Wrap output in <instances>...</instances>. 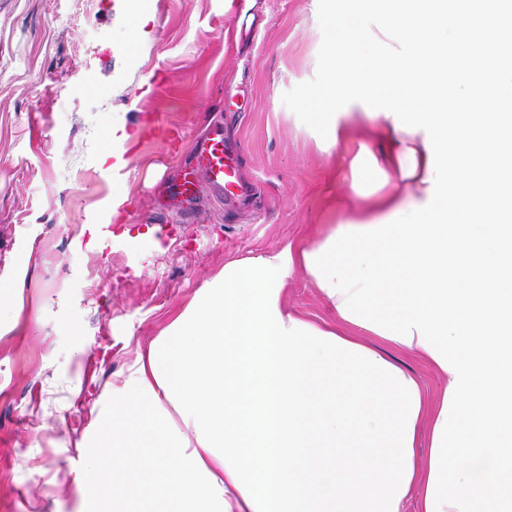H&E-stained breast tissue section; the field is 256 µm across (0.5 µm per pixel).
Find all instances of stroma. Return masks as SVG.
Returning a JSON list of instances; mask_svg holds the SVG:
<instances>
[{"label":"stroma","mask_w":512,"mask_h":512,"mask_svg":"<svg viewBox=\"0 0 512 512\" xmlns=\"http://www.w3.org/2000/svg\"><path fill=\"white\" fill-rule=\"evenodd\" d=\"M0 0V512H85L100 411L232 259L321 234L361 206L305 99L330 46L324 0ZM154 19L129 42L133 10ZM162 124L117 157L113 124ZM220 120L255 198L182 210L163 182ZM130 199L109 223L112 196ZM289 312L328 319L303 273Z\"/></svg>","instance_id":"1"}]
</instances>
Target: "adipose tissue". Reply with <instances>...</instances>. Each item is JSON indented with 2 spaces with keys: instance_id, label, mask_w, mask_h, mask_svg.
I'll return each instance as SVG.
<instances>
[{
  "instance_id": "ef3b65f1",
  "label": "adipose tissue",
  "mask_w": 512,
  "mask_h": 512,
  "mask_svg": "<svg viewBox=\"0 0 512 512\" xmlns=\"http://www.w3.org/2000/svg\"><path fill=\"white\" fill-rule=\"evenodd\" d=\"M349 2L307 107L331 146L356 117L373 128L379 149L360 144L342 174L375 180L367 204L305 246L226 262L127 368L99 415L112 462L85 475L87 512H512V232L497 222L512 67L486 49L512 53V11L389 0L367 30L368 0ZM447 39L468 47L453 75L430 49ZM472 96L475 119L456 110ZM298 272L335 325L286 312ZM388 347L447 376L434 406Z\"/></svg>"
}]
</instances>
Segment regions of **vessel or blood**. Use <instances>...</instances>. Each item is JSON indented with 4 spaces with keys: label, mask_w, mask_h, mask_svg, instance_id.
I'll return each instance as SVG.
<instances>
[{
    "label": "vessel or blood",
    "mask_w": 512,
    "mask_h": 512,
    "mask_svg": "<svg viewBox=\"0 0 512 512\" xmlns=\"http://www.w3.org/2000/svg\"><path fill=\"white\" fill-rule=\"evenodd\" d=\"M238 187V161L224 148V129L214 126L196 155L195 163L183 177L174 182L169 192L187 201L199 197L201 190H209L219 200H230Z\"/></svg>",
    "instance_id": "1"
}]
</instances>
